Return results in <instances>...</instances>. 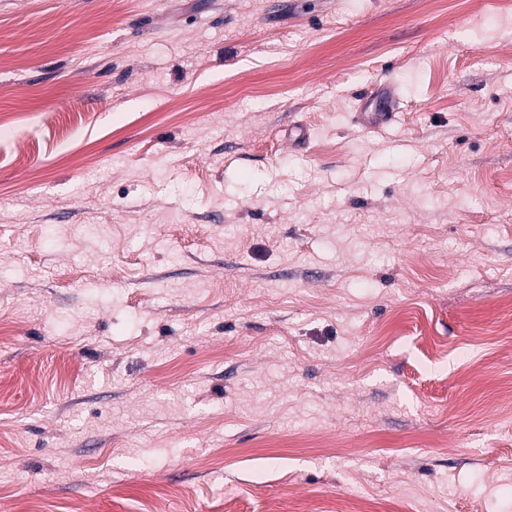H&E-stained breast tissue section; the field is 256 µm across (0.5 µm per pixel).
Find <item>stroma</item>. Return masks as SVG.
<instances>
[{"label": "stroma", "mask_w": 512, "mask_h": 512, "mask_svg": "<svg viewBox=\"0 0 512 512\" xmlns=\"http://www.w3.org/2000/svg\"><path fill=\"white\" fill-rule=\"evenodd\" d=\"M420 496L512 512V0H0V512ZM387 89L379 96L373 91L368 95L359 113L361 123L366 126L377 127L390 122L394 116L397 106L395 90L386 84Z\"/></svg>", "instance_id": "obj_1"}]
</instances>
